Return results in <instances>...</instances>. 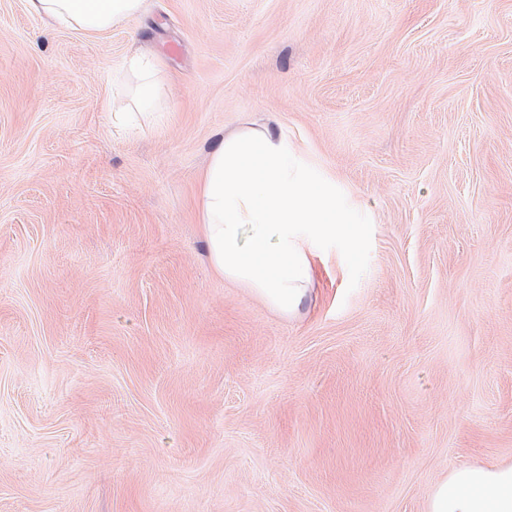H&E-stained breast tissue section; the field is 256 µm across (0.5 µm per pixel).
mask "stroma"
I'll list each match as a JSON object with an SVG mask.
<instances>
[{
	"instance_id": "stroma-1",
	"label": "stroma",
	"mask_w": 512,
	"mask_h": 512,
	"mask_svg": "<svg viewBox=\"0 0 512 512\" xmlns=\"http://www.w3.org/2000/svg\"><path fill=\"white\" fill-rule=\"evenodd\" d=\"M253 122L361 235H314L285 315L201 234ZM455 462H512V0H144L98 34L0 0V512H427ZM127 67L131 72L139 75L141 85L145 89L142 98L146 103V99L150 96V91L153 89L152 64L150 60L142 54H137L129 58Z\"/></svg>"
}]
</instances>
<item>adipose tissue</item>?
<instances>
[{"label": "adipose tissue", "mask_w": 512, "mask_h": 512, "mask_svg": "<svg viewBox=\"0 0 512 512\" xmlns=\"http://www.w3.org/2000/svg\"><path fill=\"white\" fill-rule=\"evenodd\" d=\"M143 0H28L58 26L101 33ZM200 213L214 271L286 314L308 295L312 269L301 227L336 232L354 215L336 187L313 178L287 137L246 125L222 140L201 176ZM428 512H512V463L454 464L433 485Z\"/></svg>", "instance_id": "1"}]
</instances>
